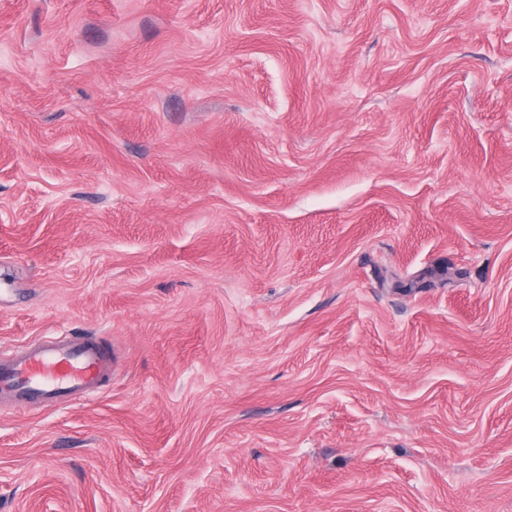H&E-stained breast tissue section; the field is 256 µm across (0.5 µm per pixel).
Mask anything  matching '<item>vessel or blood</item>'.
I'll use <instances>...</instances> for the list:
<instances>
[{"instance_id": "b4317fda", "label": "vessel or blood", "mask_w": 512, "mask_h": 512, "mask_svg": "<svg viewBox=\"0 0 512 512\" xmlns=\"http://www.w3.org/2000/svg\"><path fill=\"white\" fill-rule=\"evenodd\" d=\"M109 373V358L80 336L34 340L0 363V393L18 402L59 401L96 387Z\"/></svg>"}]
</instances>
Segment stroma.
<instances>
[{
    "label": "stroma",
    "mask_w": 512,
    "mask_h": 512,
    "mask_svg": "<svg viewBox=\"0 0 512 512\" xmlns=\"http://www.w3.org/2000/svg\"><path fill=\"white\" fill-rule=\"evenodd\" d=\"M0 512H512V0H0ZM109 374V358L81 336L33 340L0 363V394L18 402H57L96 387Z\"/></svg>",
    "instance_id": "35a3bbf8"
}]
</instances>
